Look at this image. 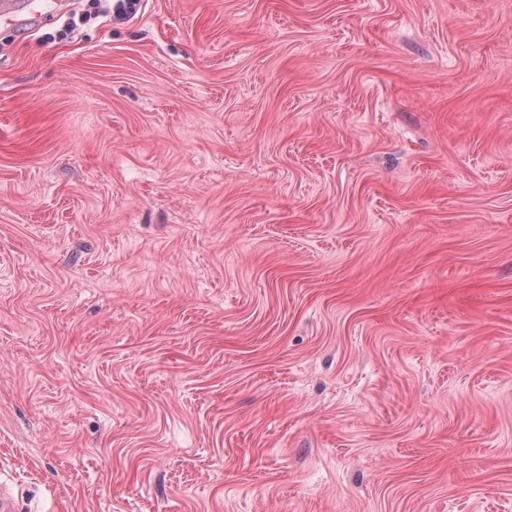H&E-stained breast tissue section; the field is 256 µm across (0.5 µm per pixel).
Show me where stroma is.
I'll list each match as a JSON object with an SVG mask.
<instances>
[{
    "instance_id": "stroma-1",
    "label": "stroma",
    "mask_w": 512,
    "mask_h": 512,
    "mask_svg": "<svg viewBox=\"0 0 512 512\" xmlns=\"http://www.w3.org/2000/svg\"><path fill=\"white\" fill-rule=\"evenodd\" d=\"M0 18V478L23 512H512V0Z\"/></svg>"
}]
</instances>
